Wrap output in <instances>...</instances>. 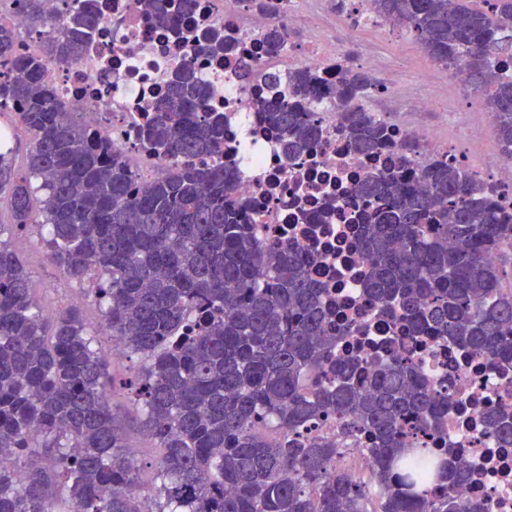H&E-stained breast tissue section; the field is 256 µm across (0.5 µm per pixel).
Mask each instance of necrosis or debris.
Here are the masks:
<instances>
[{"label":"necrosis or debris","mask_w":512,"mask_h":512,"mask_svg":"<svg viewBox=\"0 0 512 512\" xmlns=\"http://www.w3.org/2000/svg\"><path fill=\"white\" fill-rule=\"evenodd\" d=\"M104 22L86 44L79 60L60 67L48 65L46 83L69 102L77 104L93 128L101 130L147 187L167 163L143 133L150 101L164 89L170 70L190 60L198 74L214 87L213 107L224 115L223 162L230 166L238 198L247 206L252 229L265 245L288 243L315 256L308 275L336 315L337 324L351 327L341 342L347 352L385 361L383 340L396 337V347L412 352L421 377L448 391V429L445 442L459 448L472 468L482 471L480 481L467 485L461 496L480 502L486 512H512V447L502 446L485 433L484 418L492 410L512 407V370L506 376L490 374L483 359L470 357L452 343L430 336L399 333L398 324L378 315L369 290V263L360 248L361 216L365 206L355 185L368 174L403 156L409 167L420 169L444 156L449 163L470 165L468 153L456 151L439 132L420 123H398L386 111L375 117L387 124L390 149L374 155L354 153L337 131L336 74L345 61L342 46L330 30L345 24L353 33L372 32L373 40L358 58L372 77L389 72L393 78L370 97H411L413 109L426 112L429 98L411 96L410 86L396 78V55L389 48L396 24L377 15L371 0H280L275 11L249 6L247 0H197L192 24L203 30L222 27L236 40L233 53L214 57L193 42L175 41L172 34L153 26L138 0H84ZM284 24L302 32V45H289L272 56L264 50V34ZM249 78H242L243 66ZM311 68L321 81L322 93L310 106L321 129V144L300 157L285 154L267 113L256 102L268 96L265 76ZM485 195L501 212L512 215V160L497 153L482 156ZM309 440L340 447L336 467L355 479L366 470L364 433L342 436L335 420L320 421Z\"/></svg>","instance_id":"4bbe7bcc"}]
</instances>
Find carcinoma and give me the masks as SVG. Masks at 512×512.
<instances>
[{"label":"carcinoma","mask_w":512,"mask_h":512,"mask_svg":"<svg viewBox=\"0 0 512 512\" xmlns=\"http://www.w3.org/2000/svg\"><path fill=\"white\" fill-rule=\"evenodd\" d=\"M29 21L40 54L20 56L15 28L0 25V115L30 133L23 169L0 152V209L19 230L46 229L48 257L71 281L98 273L93 296L112 340L142 361L126 381L145 432L161 454L154 485L131 493L137 461L105 400L109 359L96 331L70 305L53 317L31 295L22 258L0 239V512H480L457 488L471 477L455 449L411 448L442 438L448 395L396 354L361 375L337 353L336 331L307 273L313 258L269 248L250 231L227 167H185V157L224 151V117L206 107L213 90L190 63L176 65L153 103L146 133L169 173L138 187L137 172L90 131L75 107L43 81L45 65L77 59L102 18L81 0H0ZM163 29L186 25L196 0H140ZM373 0L430 58L463 64L470 89L495 120L500 153L512 159V80L491 62L512 55V0ZM217 55L234 41L213 28L195 38ZM288 49L274 27L265 51ZM268 113L287 154L318 143L314 119L288 101L320 91L301 68L288 90L273 74ZM372 80L345 66L336 81L338 131L356 151L389 145L385 124L362 100ZM367 202L363 246L379 312L412 336L451 339L494 367L512 362V288L505 265L487 259L512 240V220L484 199L475 174L446 158L419 172L391 164L358 186ZM312 370L327 382L305 384ZM324 418L342 433L362 429L367 478L336 466L339 449L307 444ZM272 420L288 431L256 432ZM487 434L512 445V411L490 417Z\"/></svg>","instance_id":"1"}]
</instances>
